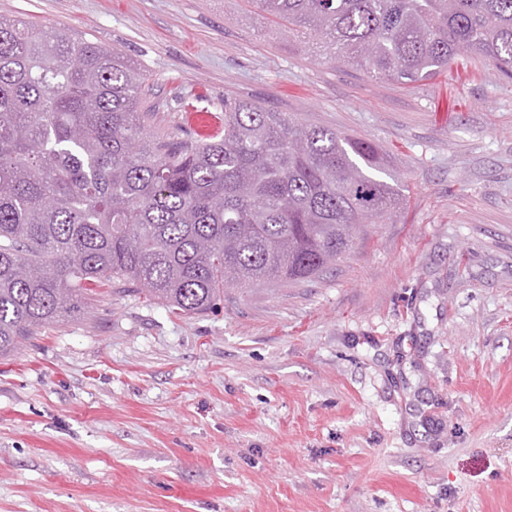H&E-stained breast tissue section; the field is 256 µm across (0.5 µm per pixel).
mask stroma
Here are the masks:
<instances>
[{"label": "stroma", "mask_w": 512, "mask_h": 512, "mask_svg": "<svg viewBox=\"0 0 512 512\" xmlns=\"http://www.w3.org/2000/svg\"><path fill=\"white\" fill-rule=\"evenodd\" d=\"M117 47L154 126L249 99L375 143L397 217L186 316L107 283L0 358V512H512V81L405 86L250 0H0Z\"/></svg>", "instance_id": "35a3bbf8"}]
</instances>
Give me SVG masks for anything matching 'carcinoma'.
Wrapping results in <instances>:
<instances>
[{"label":"carcinoma","instance_id":"carcinoma-1","mask_svg":"<svg viewBox=\"0 0 512 512\" xmlns=\"http://www.w3.org/2000/svg\"><path fill=\"white\" fill-rule=\"evenodd\" d=\"M288 36L411 86L458 59L512 76V0H252ZM122 52L0 21V357L105 281L201 314L224 285L317 278L402 206L371 142L248 100L224 136L150 131Z\"/></svg>","mask_w":512,"mask_h":512}]
</instances>
